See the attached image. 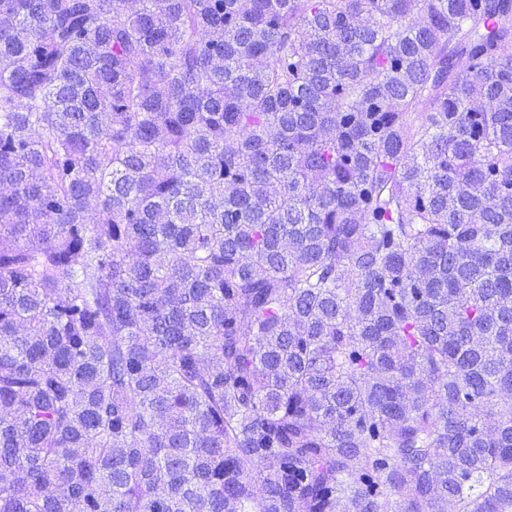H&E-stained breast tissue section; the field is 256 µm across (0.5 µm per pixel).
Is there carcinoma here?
<instances>
[{
	"mask_svg": "<svg viewBox=\"0 0 512 512\" xmlns=\"http://www.w3.org/2000/svg\"><path fill=\"white\" fill-rule=\"evenodd\" d=\"M0 512H512V0H0Z\"/></svg>",
	"mask_w": 512,
	"mask_h": 512,
	"instance_id": "obj_1",
	"label": "carcinoma"
}]
</instances>
